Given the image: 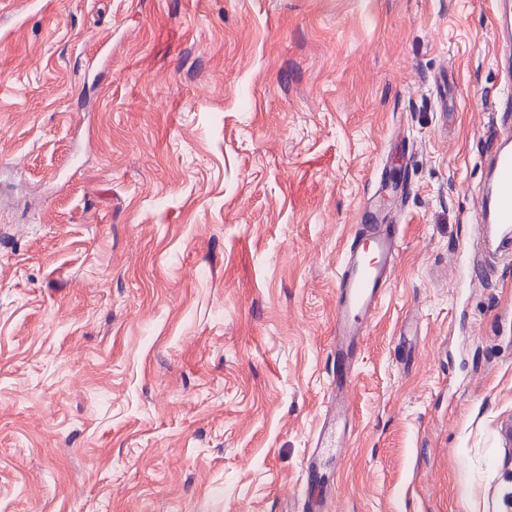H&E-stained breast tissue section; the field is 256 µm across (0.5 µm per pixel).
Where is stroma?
I'll return each mask as SVG.
<instances>
[{
  "instance_id": "stroma-1",
  "label": "stroma",
  "mask_w": 512,
  "mask_h": 512,
  "mask_svg": "<svg viewBox=\"0 0 512 512\" xmlns=\"http://www.w3.org/2000/svg\"><path fill=\"white\" fill-rule=\"evenodd\" d=\"M498 39L492 0H0V512H293L336 274L393 181L349 454L310 494L507 512Z\"/></svg>"
}]
</instances>
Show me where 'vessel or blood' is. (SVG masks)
<instances>
[{
    "label": "vessel or blood",
    "mask_w": 512,
    "mask_h": 512,
    "mask_svg": "<svg viewBox=\"0 0 512 512\" xmlns=\"http://www.w3.org/2000/svg\"><path fill=\"white\" fill-rule=\"evenodd\" d=\"M501 32L500 53L512 63V0H494ZM503 104L496 115L498 133L485 178V192L478 206L485 224L512 225V76L499 89ZM400 239L389 217H370L356 225L336 278V336L333 351L336 372L329 384L321 428L304 461L307 480H317L326 459L344 463V442L353 432L350 391L362 344L390 285L397 264Z\"/></svg>",
    "instance_id": "vessel-or-blood-1"
}]
</instances>
